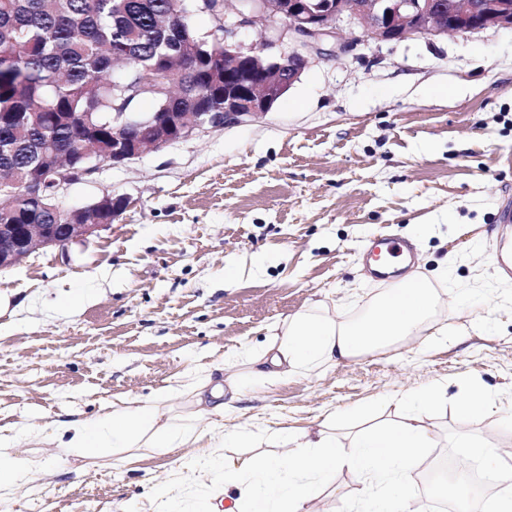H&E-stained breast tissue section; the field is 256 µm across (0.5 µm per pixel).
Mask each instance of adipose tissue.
<instances>
[{
	"mask_svg": "<svg viewBox=\"0 0 512 512\" xmlns=\"http://www.w3.org/2000/svg\"><path fill=\"white\" fill-rule=\"evenodd\" d=\"M436 299L428 277L409 276L392 284L375 299L367 315L357 320H339L327 312H298L275 325L270 343L245 347L240 357L230 358V365L242 358L249 365L236 391L241 394L253 384L348 362L405 337L421 335L434 327ZM445 390L440 383L402 396L404 411L398 421L351 433L345 444L336 439L335 420L328 419L294 448L287 445V433L271 435V442L282 445V453L220 456L209 459L208 466L216 473L218 486L234 491L231 512H312L316 484L339 470L353 473L364 485L354 512H410L416 499L413 474L431 440L419 411L440 402ZM183 391L199 407L193 416H165L163 406L173 391L163 388L145 402L128 400L91 417L55 423L49 437L59 462L75 455L94 456L106 448L116 453L172 452L203 441L211 429L220 426L228 407L224 382L214 378L208 367ZM468 448L498 479L494 512H512V460L479 441L469 442ZM41 466L40 460L18 455L12 438L0 437V490L26 479Z\"/></svg>",
	"mask_w": 512,
	"mask_h": 512,
	"instance_id": "adipose-tissue-1",
	"label": "adipose tissue"
}]
</instances>
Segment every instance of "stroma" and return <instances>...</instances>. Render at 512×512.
Returning a JSON list of instances; mask_svg holds the SVG:
<instances>
[{
    "label": "stroma",
    "instance_id": "35a3bbf8",
    "mask_svg": "<svg viewBox=\"0 0 512 512\" xmlns=\"http://www.w3.org/2000/svg\"><path fill=\"white\" fill-rule=\"evenodd\" d=\"M259 12L234 39L292 50L291 35ZM326 43L264 117L208 130L99 164L61 204L82 208L104 192L129 208L96 235L33 253L0 272V434L43 462L14 485L0 512H202L221 496L201 459L209 452H275L266 438L298 436L327 416L345 438L364 408L396 418L399 398L447 384L443 405L422 411L436 432L424 461L465 455L479 439L512 457V280L492 263L498 212L512 203V31L464 37ZM412 241L409 272L433 280L443 340L395 347L250 390L224 427L251 432L228 449L168 454L105 452L59 473L52 423L149 399L198 367L259 345L267 328L304 309L363 315L389 288L366 269L378 234ZM493 410L459 416L470 387ZM361 489L337 473L313 512H346Z\"/></svg>",
    "mask_w": 512,
    "mask_h": 512
}]
</instances>
